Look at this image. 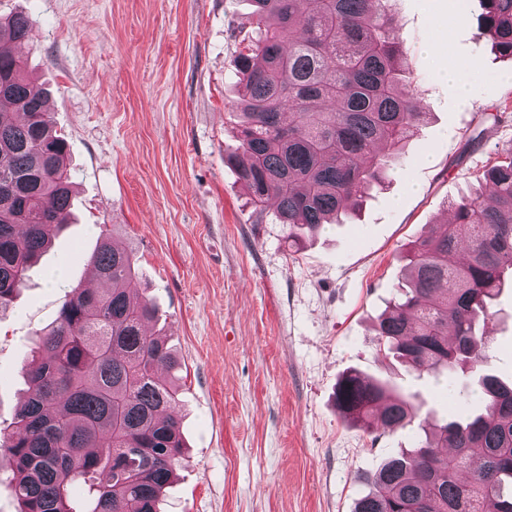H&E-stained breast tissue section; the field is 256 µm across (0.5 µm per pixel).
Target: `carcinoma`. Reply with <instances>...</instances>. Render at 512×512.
Instances as JSON below:
<instances>
[{"mask_svg":"<svg viewBox=\"0 0 512 512\" xmlns=\"http://www.w3.org/2000/svg\"><path fill=\"white\" fill-rule=\"evenodd\" d=\"M250 2L230 162L256 220L273 205L297 252L384 183L377 148L413 134L426 113L401 88L405 57L387 31V0ZM483 2L481 29L512 60V0ZM29 32L22 13L0 18V312L71 215L69 147L17 52ZM477 181L490 201L449 202L451 219L405 250L407 280L374 325L378 353L428 374L485 367L487 325L512 274V148ZM88 263L111 287L74 289L40 338L0 467L19 512H158L184 448L177 389L162 377L175 360L147 328L153 301L126 287L133 254L105 239ZM479 385L484 410L384 460L353 512H512V382L485 373ZM336 408L369 431L402 429L417 414L412 397L356 370L338 382Z\"/></svg>","mask_w":512,"mask_h":512,"instance_id":"cac0c4a2","label":"carcinoma"}]
</instances>
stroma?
Listing matches in <instances>:
<instances>
[{
	"mask_svg": "<svg viewBox=\"0 0 512 512\" xmlns=\"http://www.w3.org/2000/svg\"><path fill=\"white\" fill-rule=\"evenodd\" d=\"M33 30L21 54L71 149L73 218L0 316V432L26 389L22 366L68 292L88 286L102 237L132 251L129 289L152 298L179 367L186 445L160 512H352L362 479L423 437L422 422L482 405L475 375L421 374L379 356L373 326L403 281L402 252L476 172L512 147V60L479 35L482 0H389L404 87L427 117L362 208L297 253L256 222L235 153L239 32L249 0H0ZM444 42L433 54L429 44ZM470 86L461 93L443 72ZM489 323L487 369L512 381V286ZM356 369L414 396L417 417L367 432L337 411Z\"/></svg>",
	"mask_w": 512,
	"mask_h": 512,
	"instance_id": "obj_1",
	"label": "stroma"
}]
</instances>
